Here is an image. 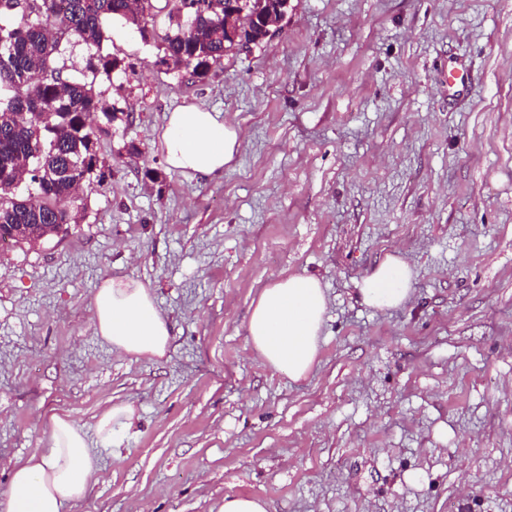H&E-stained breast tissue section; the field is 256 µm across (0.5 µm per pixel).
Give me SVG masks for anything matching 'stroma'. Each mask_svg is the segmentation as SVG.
Returning a JSON list of instances; mask_svg holds the SVG:
<instances>
[{"instance_id":"1","label":"stroma","mask_w":512,"mask_h":512,"mask_svg":"<svg viewBox=\"0 0 512 512\" xmlns=\"http://www.w3.org/2000/svg\"><path fill=\"white\" fill-rule=\"evenodd\" d=\"M122 28L97 77L117 118L81 219L0 245V497L50 415L95 437L137 419L63 512H512V0H288L282 29L206 77ZM473 87L448 95V63ZM203 103L243 140L222 177L168 168L169 112ZM412 298L359 290L387 254ZM329 304L307 378L255 360L246 321L276 280ZM151 288L173 324L160 361L112 352L103 279ZM264 498L255 495L225 496L219 512H269Z\"/></svg>"}]
</instances>
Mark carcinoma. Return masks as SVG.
<instances>
[{"instance_id":"obj_1","label":"carcinoma","mask_w":512,"mask_h":512,"mask_svg":"<svg viewBox=\"0 0 512 512\" xmlns=\"http://www.w3.org/2000/svg\"><path fill=\"white\" fill-rule=\"evenodd\" d=\"M137 0H0V225L75 223L78 191L95 172L97 143L90 114L104 109L95 81L64 74L63 44L88 53L92 75H111L121 60L100 53L104 23L119 18L146 38L145 9ZM172 32L163 60L201 79L224 57V0H165ZM275 20L282 0H249Z\"/></svg>"}]
</instances>
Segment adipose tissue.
Here are the masks:
<instances>
[{
    "mask_svg": "<svg viewBox=\"0 0 512 512\" xmlns=\"http://www.w3.org/2000/svg\"><path fill=\"white\" fill-rule=\"evenodd\" d=\"M241 143V132L221 113L197 104L171 112L160 135L168 167L190 177L223 175ZM412 271L397 254L385 257L360 290L364 304L396 308L411 298ZM91 310L98 335L112 351L149 361L163 358L173 326L158 310L151 289L129 277L105 278ZM327 297L319 277L292 275L262 289L253 301L246 332L254 356L273 371L298 381L310 373L319 353ZM135 411L116 405L102 412L96 440L69 417L48 420V436L12 469L0 512H62L82 499L99 470L100 455L114 444L116 429L130 428Z\"/></svg>",
    "mask_w": 512,
    "mask_h": 512,
    "instance_id": "obj_1",
    "label": "adipose tissue"
}]
</instances>
